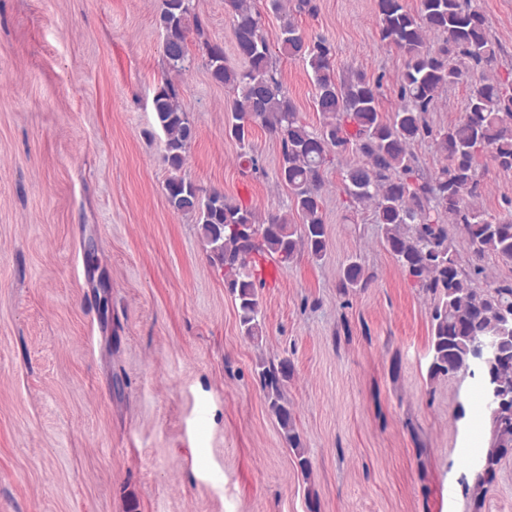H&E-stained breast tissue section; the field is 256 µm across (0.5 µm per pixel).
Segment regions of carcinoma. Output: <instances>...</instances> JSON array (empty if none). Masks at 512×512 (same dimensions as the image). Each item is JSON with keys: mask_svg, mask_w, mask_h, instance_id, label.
<instances>
[{"mask_svg": "<svg viewBox=\"0 0 512 512\" xmlns=\"http://www.w3.org/2000/svg\"><path fill=\"white\" fill-rule=\"evenodd\" d=\"M267 2L282 18L278 52L301 59L311 69L314 104L322 115L317 129L300 120L282 85L254 0H224V10L232 16L235 50L243 61L239 68L227 64L224 47L206 38L190 0H163L158 17L169 67L178 73L188 71V40L193 32L211 79L234 93L224 136L239 144L242 162L256 173L262 170L249 140L254 126L265 128L279 142L275 178L288 187L300 218L298 224L286 214L262 219L224 192L205 193L180 175L195 125L173 84L158 89L153 112L172 171L165 183L167 204L198 224L203 249L224 270V288L234 298L241 334L253 341L262 338L260 259L286 266L305 254L315 260L324 256L326 170L334 159L351 151L362 161L342 170V193L354 205L373 204L384 247L414 287L433 299L430 378L468 373L473 343L493 338L502 341L504 356L491 373L512 387V325L503 322V313L512 314V279L487 283L483 266L490 256L512 264V216L501 217L474 204L484 192L478 176L481 159L487 157L500 171L512 172V83L485 77L500 53L486 16L465 0H418L414 9L406 0H377L380 39L402 60L398 103L386 114L380 109L382 77L370 79L362 73L337 77L332 44L324 38L305 37L288 18L284 0ZM432 33L442 37L436 47L429 44ZM474 76L478 81L464 100L461 117L446 126L431 125L427 114L441 93ZM422 142L434 144L444 156V163L425 175L417 173V160L410 150ZM450 224L468 243L467 266L448 235ZM371 280L358 257L352 256L343 267L338 288L347 294L368 287ZM254 372L268 411L307 482L311 462L285 394L292 362L261 359ZM485 411L490 439L484 458L490 468L478 465L472 470L476 510L482 507L502 459L512 453V418L494 415L488 405Z\"/></svg>", "mask_w": 512, "mask_h": 512, "instance_id": "obj_1", "label": "carcinoma"}]
</instances>
